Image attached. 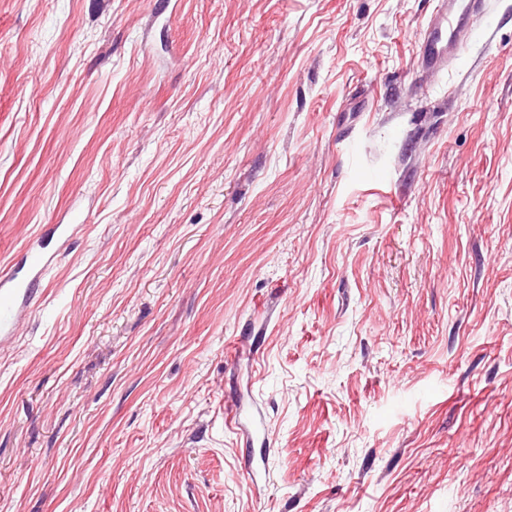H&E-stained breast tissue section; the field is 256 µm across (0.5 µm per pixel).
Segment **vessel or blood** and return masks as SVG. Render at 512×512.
Segmentation results:
<instances>
[{
  "instance_id": "1",
  "label": "vessel or blood",
  "mask_w": 512,
  "mask_h": 512,
  "mask_svg": "<svg viewBox=\"0 0 512 512\" xmlns=\"http://www.w3.org/2000/svg\"><path fill=\"white\" fill-rule=\"evenodd\" d=\"M416 54L418 68L447 71L475 35L487 12V0H433ZM52 262L28 245L19 262L0 274V342L13 340L39 299L42 273Z\"/></svg>"
}]
</instances>
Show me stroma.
Returning <instances> with one entry per match:
<instances>
[{
    "label": "stroma",
    "mask_w": 512,
    "mask_h": 512,
    "mask_svg": "<svg viewBox=\"0 0 512 512\" xmlns=\"http://www.w3.org/2000/svg\"><path fill=\"white\" fill-rule=\"evenodd\" d=\"M431 10L0 0V512H512V0ZM416 54L418 68L444 73L475 35L487 13L486 0H433ZM52 262L29 243L19 262L0 275V342L16 338L22 321L38 302L42 273Z\"/></svg>",
    "instance_id": "stroma-1"
}]
</instances>
